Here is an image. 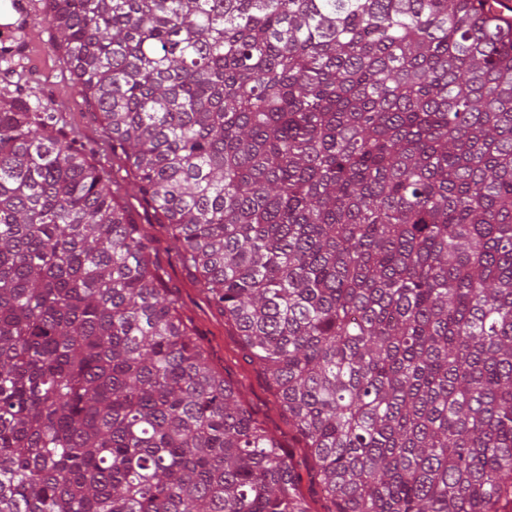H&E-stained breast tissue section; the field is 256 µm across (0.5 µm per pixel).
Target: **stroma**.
<instances>
[{
  "label": "stroma",
  "instance_id": "1",
  "mask_svg": "<svg viewBox=\"0 0 512 512\" xmlns=\"http://www.w3.org/2000/svg\"><path fill=\"white\" fill-rule=\"evenodd\" d=\"M30 40L39 60L36 73H26L22 67H13L0 60V80L10 81L13 91L28 98L32 104L56 112L64 130L76 132L87 145L100 148L101 126L71 90L72 76L67 56L59 44L55 28L44 19H36ZM158 261L165 271L167 287L179 297L183 315L193 323L212 365L222 371L227 380L241 385L251 409L278 435L283 446L292 453L298 469L305 473V495L313 501L318 512H324L326 504L320 488L307 475L309 464L300 451L301 438L286 415L272 411L273 392L262 371L249 364L235 329L225 325L222 313L194 287L190 272L174 262L170 243H161Z\"/></svg>",
  "mask_w": 512,
  "mask_h": 512
}]
</instances>
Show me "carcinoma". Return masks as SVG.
<instances>
[{
  "mask_svg": "<svg viewBox=\"0 0 512 512\" xmlns=\"http://www.w3.org/2000/svg\"><path fill=\"white\" fill-rule=\"evenodd\" d=\"M117 163L0 93V512H512V21L490 0H44ZM172 245L163 241L160 245L158 261L165 271L167 288L177 295L183 305L184 318L191 320L197 337L206 349L212 365L224 372V378L242 385L251 409L264 419L267 426L281 440L286 450L291 452L294 462L304 475L303 490L314 503L318 512H325L329 506L321 497V491L309 472V463L304 460L300 436L288 422V416L271 410L274 395L262 371L250 365L245 352L238 342L236 331L224 324L222 313L205 297L192 282V275L171 259Z\"/></svg>",
  "mask_w": 512,
  "mask_h": 512,
  "instance_id": "obj_1",
  "label": "carcinoma"
}]
</instances>
